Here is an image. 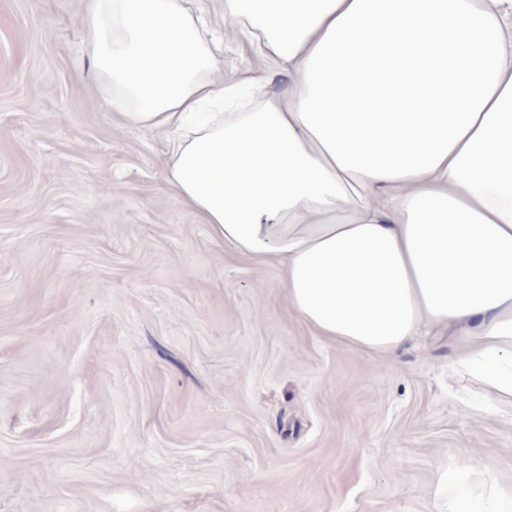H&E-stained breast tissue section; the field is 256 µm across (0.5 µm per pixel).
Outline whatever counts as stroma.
<instances>
[{
    "label": "stroma",
    "mask_w": 512,
    "mask_h": 512,
    "mask_svg": "<svg viewBox=\"0 0 512 512\" xmlns=\"http://www.w3.org/2000/svg\"><path fill=\"white\" fill-rule=\"evenodd\" d=\"M85 0H0V512H448L512 488V406L447 338L317 336L214 237L81 54Z\"/></svg>",
    "instance_id": "1"
}]
</instances>
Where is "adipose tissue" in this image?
I'll use <instances>...</instances> for the list:
<instances>
[{"label":"adipose tissue","mask_w":512,"mask_h":512,"mask_svg":"<svg viewBox=\"0 0 512 512\" xmlns=\"http://www.w3.org/2000/svg\"><path fill=\"white\" fill-rule=\"evenodd\" d=\"M83 54L213 235L281 265L288 304L369 355L448 334L512 398V0H88ZM247 44L264 66L225 76ZM280 94L207 113L240 90Z\"/></svg>","instance_id":"adipose-tissue-1"}]
</instances>
